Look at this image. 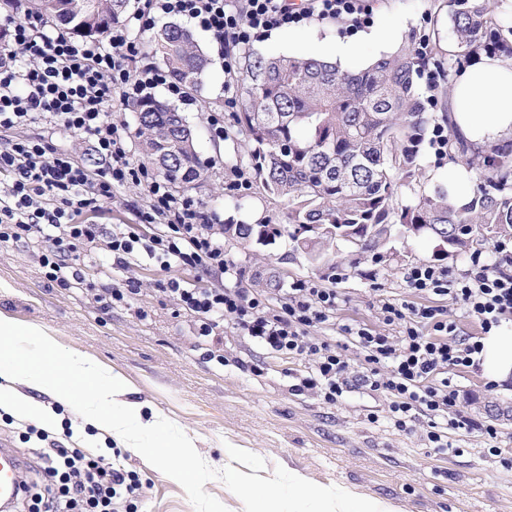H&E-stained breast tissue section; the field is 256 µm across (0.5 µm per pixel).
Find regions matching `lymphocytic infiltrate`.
I'll return each mask as SVG.
<instances>
[{
  "mask_svg": "<svg viewBox=\"0 0 512 512\" xmlns=\"http://www.w3.org/2000/svg\"><path fill=\"white\" fill-rule=\"evenodd\" d=\"M369 0H140L128 24L113 27L107 39H76L68 30L36 21H10L0 51V241L44 246L39 260L49 282L84 288L79 259L107 256L122 267L159 266L193 270L212 285L171 277L161 285L179 313L190 317L199 337L220 344V328L231 322L236 335L273 354L307 361L292 389L335 404L349 384L389 397V417L406 429L416 412L428 417L426 440L443 455L455 454L454 433L474 428L496 437L495 425H475L460 408V392L448 373L478 367L479 336L461 334L447 308L432 296L460 302L482 333L512 319V274L499 270L482 252H473L461 273L436 263L408 267L403 280L411 299L384 300L380 320L394 328L387 336L360 323L341 325L342 336L359 349L367 369L349 378L335 347L312 328L331 322L340 298L335 289L296 280L271 297L224 284L234 276L224 256V226L213 210L186 194H174L166 179L144 163H133L112 123V99L122 105L152 97L162 87L190 103L188 88L151 60L142 36L163 16H180L207 32L227 77L238 54L271 29L311 18L368 21ZM42 125L52 133L89 143L96 156L87 165L73 150L50 137L23 138L19 132ZM136 186L146 195L136 221L103 227L83 216L100 211L114 190ZM46 442V484L30 491L28 512H137L143 483L136 471L114 467L79 448Z\"/></svg>",
  "mask_w": 512,
  "mask_h": 512,
  "instance_id": "f902f5d3",
  "label": "lymphocytic infiltrate"
}]
</instances>
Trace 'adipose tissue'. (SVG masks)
<instances>
[{
  "mask_svg": "<svg viewBox=\"0 0 512 512\" xmlns=\"http://www.w3.org/2000/svg\"><path fill=\"white\" fill-rule=\"evenodd\" d=\"M451 119L473 147L512 140V60L485 57L458 76ZM481 365L496 383L512 380V328L502 325L481 340Z\"/></svg>",
  "mask_w": 512,
  "mask_h": 512,
  "instance_id": "ef3b65f1",
  "label": "adipose tissue"
}]
</instances>
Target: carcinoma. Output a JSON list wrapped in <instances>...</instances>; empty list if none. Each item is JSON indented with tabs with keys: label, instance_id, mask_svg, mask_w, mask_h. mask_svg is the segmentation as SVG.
<instances>
[{
	"label": "carcinoma",
	"instance_id": "obj_1",
	"mask_svg": "<svg viewBox=\"0 0 512 512\" xmlns=\"http://www.w3.org/2000/svg\"><path fill=\"white\" fill-rule=\"evenodd\" d=\"M453 29L463 47L458 67L482 56L512 58V16L495 14L489 0H452ZM95 18L88 0H0L6 16L20 13L61 24L78 37L102 36L121 23L130 0H95ZM166 69L190 89H198L207 57L191 33L165 24L151 40ZM442 66L437 43L419 59L415 37L398 49L356 71L322 57L245 55L236 82L240 91L238 125L245 138L252 170L269 197L286 202L288 237L300 247L294 229L300 224L334 226L333 236L311 243L312 262L331 260L342 244L348 255L383 257L387 244L372 234L375 225L393 224L404 238L431 236L448 242L456 256L473 245L512 238V145L470 148L457 136L450 113L448 161L468 156L475 174L471 202L462 208L442 185L420 189L418 163L436 116L419 92L422 70ZM136 136L159 175L178 188L200 180L208 170L196 150V138L177 109L151 98L130 104ZM172 145L167 161L158 152ZM414 194L399 202L402 189ZM242 240L271 241L282 235L269 222L225 225Z\"/></svg>",
	"mask_w": 512,
	"mask_h": 512
}]
</instances>
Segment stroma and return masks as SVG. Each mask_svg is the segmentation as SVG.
<instances>
[{
	"mask_svg": "<svg viewBox=\"0 0 512 512\" xmlns=\"http://www.w3.org/2000/svg\"><path fill=\"white\" fill-rule=\"evenodd\" d=\"M371 6V24L384 25L403 38L429 35L436 38L442 60L455 59L456 39L444 0H371ZM352 32L346 22L316 18L273 29L252 50L266 57L314 56ZM194 36L211 54L209 34L198 29ZM226 85L224 67L211 54L194 105L180 108L195 131L202 159L211 164L192 194L228 224L267 219L287 224L285 205L259 188L244 195L228 188L231 171L246 172L250 166L235 114L224 108ZM214 113L224 116L226 136L221 140L209 133L207 118ZM143 198L139 188L119 189L89 221L134 223L131 206ZM391 247L390 257L368 258L355 268L343 260L312 264L294 251L285 235L268 245L224 237V255L238 269L241 287L272 295L295 280L335 286L341 299L336 319L312 333L342 347L353 374L360 371L363 358L355 346L346 345L340 325L358 322L382 330L377 319L380 299L409 296L404 268L438 260L436 242L426 237H397ZM336 270L341 273L337 280L332 277ZM167 277L160 270L118 265L108 278L88 273V281L99 289L138 281L141 293L134 307L107 309L79 290L48 282L32 245L0 242V314L20 325H41L61 347L121 374L129 384L124 401L141 405L144 415L156 411L175 423L214 469L231 466L269 478L279 465L315 484L389 502L394 512H512V468L491 454L495 448H512V383L490 391L482 368L451 371L465 414L480 423L498 424L499 433L491 438L477 430L460 432L458 454L440 455L425 446L427 416L417 415L401 431L388 418L384 394L353 385L328 405L314 395L291 392L302 361L269 354L232 328L224 330L223 362L209 360L208 346L197 339L193 323L177 315L159 291V282ZM14 389L55 415L49 432L65 446L136 470L143 482L138 512H195L183 488L133 447L60 403L49 390L22 382ZM7 399L0 392V439L27 460L29 481L41 482L45 461L39 441L29 436V421L10 412ZM228 448L235 449L234 458L225 457Z\"/></svg>",
	"mask_w": 512,
	"mask_h": 512,
	"instance_id": "35a3bbf8",
	"label": "stroma"
}]
</instances>
